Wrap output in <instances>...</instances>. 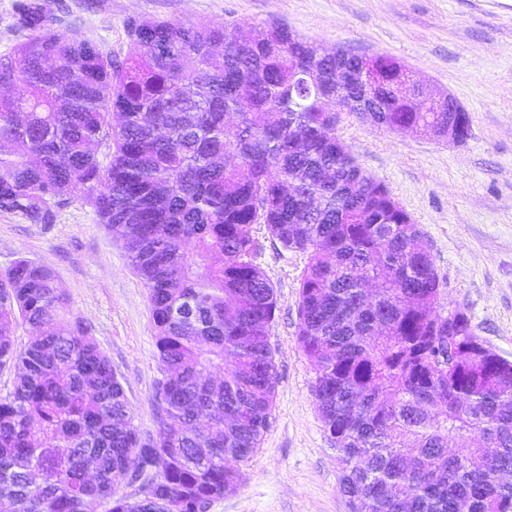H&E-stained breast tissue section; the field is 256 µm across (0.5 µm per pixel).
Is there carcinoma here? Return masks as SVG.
I'll return each mask as SVG.
<instances>
[{
	"mask_svg": "<svg viewBox=\"0 0 512 512\" xmlns=\"http://www.w3.org/2000/svg\"><path fill=\"white\" fill-rule=\"evenodd\" d=\"M0 55V211L52 224L81 191L148 290L162 378L156 436L134 425L112 363L51 269L0 275V499L12 512H208L267 432L271 238L307 255L298 341L352 512H512V364L455 311L409 213L336 135L350 112L389 129L448 127L420 111L389 56L319 48L272 24L125 23L118 59L65 38L41 0ZM315 63L325 84L307 83ZM109 150L102 165L97 149ZM26 346L15 347L18 325ZM149 487L117 495L122 481Z\"/></svg>",
	"mask_w": 512,
	"mask_h": 512,
	"instance_id": "carcinoma-1",
	"label": "carcinoma"
}]
</instances>
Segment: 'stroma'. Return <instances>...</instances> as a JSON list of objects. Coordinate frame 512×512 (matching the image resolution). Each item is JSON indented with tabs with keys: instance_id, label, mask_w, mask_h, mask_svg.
I'll use <instances>...</instances> for the list:
<instances>
[{
	"instance_id": "stroma-1",
	"label": "stroma",
	"mask_w": 512,
	"mask_h": 512,
	"mask_svg": "<svg viewBox=\"0 0 512 512\" xmlns=\"http://www.w3.org/2000/svg\"><path fill=\"white\" fill-rule=\"evenodd\" d=\"M60 35L124 57L128 18L225 24L236 35L278 22L325 51L349 49L403 62L415 81L450 94L471 135L452 144L377 127L341 113L336 132L384 183L428 242L440 308L464 311L476 335L512 362V0H44ZM257 258L275 288L268 328L276 398L270 426L237 487L209 512H350L341 465L319 415L316 373L298 342L299 280L306 258L265 239ZM22 258L49 267L72 309L112 362L134 423L158 429L151 306L122 242L86 199L55 224L0 211V273Z\"/></svg>"
}]
</instances>
